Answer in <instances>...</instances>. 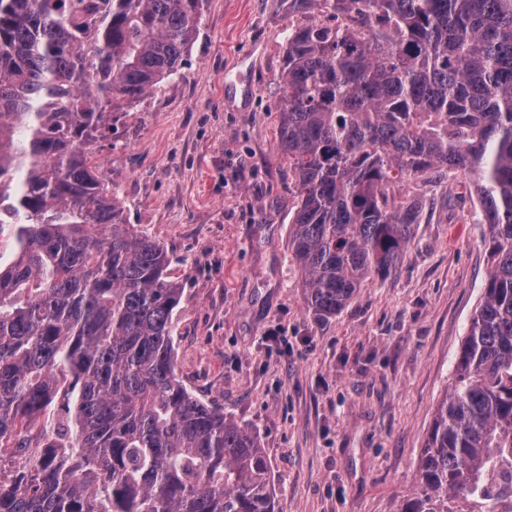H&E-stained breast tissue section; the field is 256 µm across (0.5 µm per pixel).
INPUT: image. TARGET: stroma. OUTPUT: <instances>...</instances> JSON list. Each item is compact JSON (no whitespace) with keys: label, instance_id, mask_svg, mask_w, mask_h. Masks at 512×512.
I'll use <instances>...</instances> for the list:
<instances>
[{"label":"stroma","instance_id":"1","mask_svg":"<svg viewBox=\"0 0 512 512\" xmlns=\"http://www.w3.org/2000/svg\"><path fill=\"white\" fill-rule=\"evenodd\" d=\"M279 0H206L185 63L121 112L94 160L183 295L176 372L256 436L279 512H402L492 265L472 174L409 183L423 216L390 273L309 310L279 149Z\"/></svg>","mask_w":512,"mask_h":512}]
</instances>
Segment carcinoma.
<instances>
[{
  "label": "carcinoma",
  "instance_id": "cac0c4a2",
  "mask_svg": "<svg viewBox=\"0 0 512 512\" xmlns=\"http://www.w3.org/2000/svg\"><path fill=\"white\" fill-rule=\"evenodd\" d=\"M205 0H0V440L64 414L0 481V512H277L247 429L177 378L166 251L129 228L92 145L173 75ZM289 246L336 314L407 248L422 206L388 188L476 176L492 268L402 512H453L512 458V0H280Z\"/></svg>",
  "mask_w": 512,
  "mask_h": 512
}]
</instances>
